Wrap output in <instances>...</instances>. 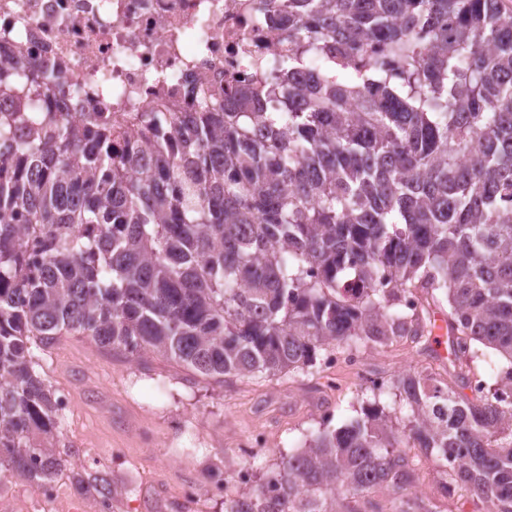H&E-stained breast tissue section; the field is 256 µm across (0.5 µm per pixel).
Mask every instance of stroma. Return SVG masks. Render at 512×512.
Wrapping results in <instances>:
<instances>
[{
  "mask_svg": "<svg viewBox=\"0 0 512 512\" xmlns=\"http://www.w3.org/2000/svg\"><path fill=\"white\" fill-rule=\"evenodd\" d=\"M433 354L398 344L361 350V367L326 371L315 365L267 378L240 377L219 383L155 354L137 358L103 350L83 336L34 350V369L68 406L59 415L57 434L73 452L72 468L105 477L121 490L110 512H162L184 486L199 495L189 512H224L237 493L238 474L254 483L273 470L279 457L301 445L323 420L340 427L354 417L353 406L366 396L367 375L397 378L408 369L443 371L448 347ZM269 437L264 448H248L254 431ZM424 481L416 493L438 512H472L471 495L438 491L432 460L423 463ZM95 494L72 485L68 473L55 480L52 496L21 479L0 481V505L15 512H103Z\"/></svg>",
  "mask_w": 512,
  "mask_h": 512,
  "instance_id": "obj_1",
  "label": "stroma"
}]
</instances>
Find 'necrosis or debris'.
I'll return each mask as SVG.
<instances>
[{
  "instance_id": "1",
  "label": "necrosis or debris",
  "mask_w": 512,
  "mask_h": 512,
  "mask_svg": "<svg viewBox=\"0 0 512 512\" xmlns=\"http://www.w3.org/2000/svg\"><path fill=\"white\" fill-rule=\"evenodd\" d=\"M287 8L288 0H0V54L67 69L75 91L46 99L47 110L75 125L83 113H111L135 143L141 117L158 105L220 109L224 88L278 69L283 46L271 20Z\"/></svg>"
}]
</instances>
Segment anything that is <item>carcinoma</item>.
<instances>
[{
  "label": "carcinoma",
  "mask_w": 512,
  "mask_h": 512,
  "mask_svg": "<svg viewBox=\"0 0 512 512\" xmlns=\"http://www.w3.org/2000/svg\"><path fill=\"white\" fill-rule=\"evenodd\" d=\"M273 29L288 65L224 91L222 111L153 113L132 151L110 112L78 129L42 111L68 95L63 69L0 63V475L47 485L70 466L34 346L87 336L223 383L427 348L442 294L448 378L371 388L224 512H437L409 496L423 456L445 495L512 512V5L288 0ZM476 342L508 366L470 396Z\"/></svg>",
  "instance_id": "1"
}]
</instances>
